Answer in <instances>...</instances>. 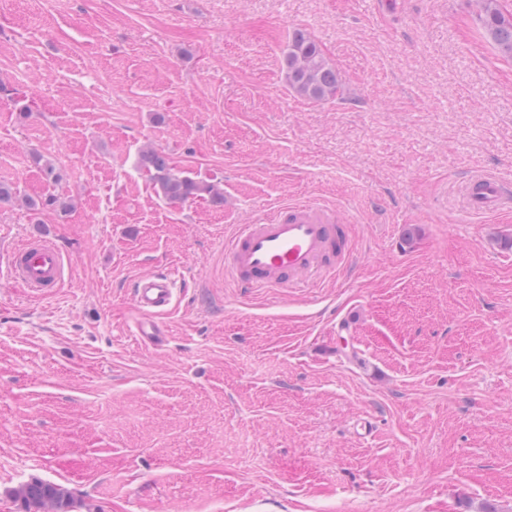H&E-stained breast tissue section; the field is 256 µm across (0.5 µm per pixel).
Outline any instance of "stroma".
Listing matches in <instances>:
<instances>
[{"label":"stroma","mask_w":512,"mask_h":512,"mask_svg":"<svg viewBox=\"0 0 512 512\" xmlns=\"http://www.w3.org/2000/svg\"><path fill=\"white\" fill-rule=\"evenodd\" d=\"M296 29L341 97L289 88ZM148 146L223 205L159 196ZM475 170L512 178V61L473 0H0V249L71 264L46 297L0 264V512L32 478L79 512H512V215L460 211ZM303 200L356 271L241 292L226 238ZM158 267L153 348L129 284ZM130 298L138 318L135 336L143 345H157L164 336V315L175 304L177 280L168 269L152 270L136 277L130 285Z\"/></svg>","instance_id":"35a3bbf8"}]
</instances>
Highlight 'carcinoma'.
Listing matches in <instances>:
<instances>
[{
  "label": "carcinoma",
  "mask_w": 512,
  "mask_h": 512,
  "mask_svg": "<svg viewBox=\"0 0 512 512\" xmlns=\"http://www.w3.org/2000/svg\"><path fill=\"white\" fill-rule=\"evenodd\" d=\"M477 6L485 34L501 57L512 59V14L503 13L498 0H477ZM282 69L288 86L305 99L325 101L341 93L335 68L315 40L301 30L293 31L288 37ZM141 163L150 172L157 193L170 202L203 199L224 204V192L218 185L174 172L163 152L148 150L142 155ZM14 495L23 502L25 512H76L78 505L72 492L39 479L20 485Z\"/></svg>",
  "instance_id": "carcinoma-1"
}]
</instances>
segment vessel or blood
<instances>
[{
    "instance_id": "obj_1",
    "label": "vessel or blood",
    "mask_w": 512,
    "mask_h": 512,
    "mask_svg": "<svg viewBox=\"0 0 512 512\" xmlns=\"http://www.w3.org/2000/svg\"><path fill=\"white\" fill-rule=\"evenodd\" d=\"M457 194L464 212L499 215L512 211V179L484 170L460 181ZM224 264L237 287L246 290L306 288L324 274H347L354 268L348 227L332 208L316 201L279 206L241 226L224 246ZM7 265L31 292L49 294L68 272L65 255L48 239L26 238L9 250ZM130 298L138 318L135 334L145 345L158 344L162 319L175 304L177 280L170 270L136 277Z\"/></svg>"
}]
</instances>
